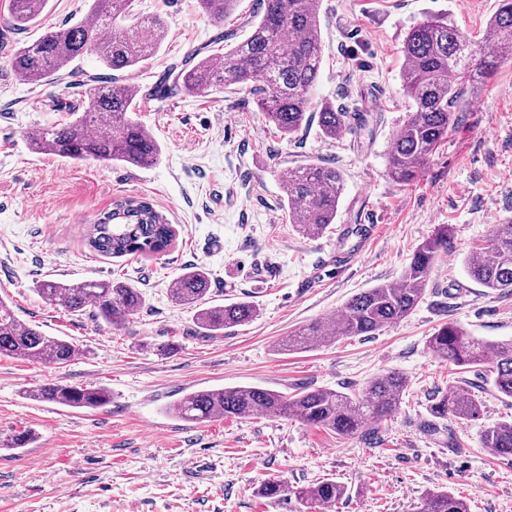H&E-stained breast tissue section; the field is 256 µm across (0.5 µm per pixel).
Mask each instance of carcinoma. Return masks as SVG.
I'll list each match as a JSON object with an SVG mask.
<instances>
[{
  "label": "carcinoma",
  "instance_id": "cac0c4a2",
  "mask_svg": "<svg viewBox=\"0 0 512 512\" xmlns=\"http://www.w3.org/2000/svg\"><path fill=\"white\" fill-rule=\"evenodd\" d=\"M210 17L222 21L233 12L236 0H198ZM47 0H10L8 29L19 31L34 24ZM134 0H88L87 18L75 25L50 28L21 43L10 55V65L22 80L42 83L49 77L73 73V64L88 53L111 71H131L158 51L164 25L157 18H134ZM321 0H260L257 20L248 35L224 52V62L214 55L193 51L175 75L185 91L224 86L249 88L258 107L282 136L294 138L309 114H318L322 135L334 139L350 119L327 101L313 99V89L323 63L320 24ZM488 37L477 46L459 29L437 17L413 26L402 47V87L411 101L409 114L393 143L388 175L408 184L421 173L437 145L448 136L453 112L463 102L464 89L493 76L501 61L512 57V0H499L486 25ZM136 90L113 80L92 88L87 107L63 124L36 127L27 133L31 149L64 162L87 159L146 168L160 160L162 147L154 135L130 117ZM288 223L306 236L323 233L336 220L344 191L342 173L326 164H303L288 169L281 178ZM174 230L146 200L122 198L101 213L91 225L87 245L109 257L157 255L168 250ZM448 248V226L422 243L401 277L353 296L334 321L319 320L288 336V350H309L330 336H373L406 317L421 302L440 251ZM468 275L485 288L512 293V218L495 225L486 244L475 247L466 260ZM34 291L60 303L72 316L90 310L111 329L125 327L129 316L144 304L139 289L125 282L88 279L76 283L43 280ZM172 300L194 310L195 325L211 336L249 323L257 316L252 301L213 304L210 281L198 265L184 269L170 289ZM429 348L457 367L486 369L496 391L512 398V340L488 351L486 344L453 323L440 327L428 340ZM79 348L61 336H48L39 326L21 321L0 298V355L32 363L65 364ZM407 379L391 371L373 378L362 393L332 389H303L288 395L259 386L196 390L167 407L171 416L192 423L215 418L277 416L295 418L342 437L365 436L400 404ZM35 400L70 408H104L111 393L96 385L69 386L44 383L30 390ZM432 415L453 417L460 423L480 419L482 405L468 390L453 391L435 399ZM483 447L498 456H512V420L500 421L481 432ZM288 492L281 482L268 480L259 488L266 499ZM307 507H332L346 494L343 485L322 480L293 491ZM417 512H468L465 503L445 490L428 493Z\"/></svg>",
  "mask_w": 512,
  "mask_h": 512
}]
</instances>
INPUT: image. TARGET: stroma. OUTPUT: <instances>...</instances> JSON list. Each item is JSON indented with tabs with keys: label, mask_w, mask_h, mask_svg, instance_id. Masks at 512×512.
<instances>
[{
	"label": "stroma",
	"mask_w": 512,
	"mask_h": 512,
	"mask_svg": "<svg viewBox=\"0 0 512 512\" xmlns=\"http://www.w3.org/2000/svg\"><path fill=\"white\" fill-rule=\"evenodd\" d=\"M497 7L498 0H322L316 94L363 113L366 123L331 140L313 118L289 141L237 87L153 94L192 50L223 52L218 33L244 38L258 0H239L223 23L197 0H134L137 14L159 17L166 30L152 58L120 74L140 90L132 118L162 147L149 168L93 159L71 165L29 148L27 132L68 121L87 104L83 76L104 71L88 54L74 77L35 86L10 70L11 51L44 29L83 20L86 0H49L34 25L0 41V296L19 319L81 350L60 365L0 357V439L23 429L38 436L29 447L0 449V512H416L433 489L462 498L469 512H512V458L480 442L484 426L512 418V399L428 346L449 322L491 345L512 340V294L482 287L465 268L471 250L512 217V59L466 97L414 183L398 185L387 173L408 115L406 32L441 15L478 42ZM309 163L336 166L345 182L335 224L313 237L289 224L280 188L284 171ZM125 197L146 199L172 225L164 254L112 258L88 248V225ZM362 224L374 231L355 238L351 231ZM444 224L448 249L407 317L373 336L280 350L291 331L398 280L414 250ZM357 242L361 254L337 267L336 253L349 254ZM190 263L206 268L214 303L244 298L257 316L223 335H203L192 310L170 297ZM47 279L127 282L140 288L144 305L113 331L92 313L72 316L44 301L34 288ZM172 342L179 350L170 354ZM389 371L408 385L370 440L294 419L188 423L165 411L187 392L219 387L358 394ZM44 381L96 384L112 401L90 410L25 397ZM461 388L481 400V418L426 431L434 398ZM272 479L289 488L276 501L257 493ZM326 479L344 485L346 498L329 509L301 508L293 488Z\"/></svg>",
	"instance_id": "stroma-1"
}]
</instances>
